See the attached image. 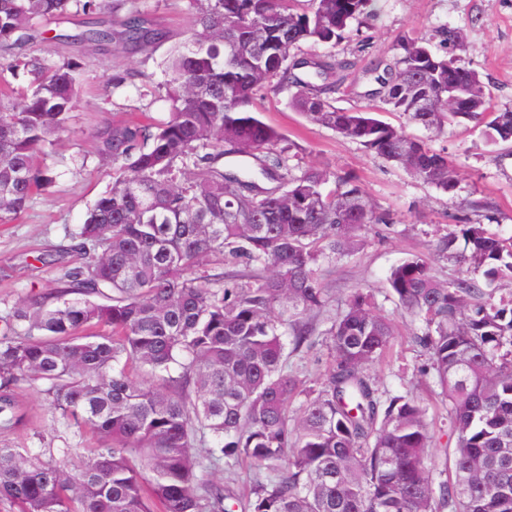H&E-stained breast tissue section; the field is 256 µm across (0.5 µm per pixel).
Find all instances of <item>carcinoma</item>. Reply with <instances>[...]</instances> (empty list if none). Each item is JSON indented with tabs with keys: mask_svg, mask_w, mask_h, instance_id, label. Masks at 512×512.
<instances>
[{
	"mask_svg": "<svg viewBox=\"0 0 512 512\" xmlns=\"http://www.w3.org/2000/svg\"><path fill=\"white\" fill-rule=\"evenodd\" d=\"M123 0H0V74L28 77L19 102L0 94V224L17 220L53 181L38 167L65 131L84 62L27 52L35 29L69 12L89 18L52 40L146 49L169 39L129 11L121 29L96 20ZM192 34L171 48L160 124L128 121L98 147L112 184L72 234L82 261L60 285L26 299L0 327V432L30 423L17 396L46 384L52 409L99 440L71 467L0 447V503L18 512H512V236L485 219L441 237L460 267L444 284L413 254L390 272L400 309L424 322L416 342L448 401L453 479L436 481L433 436L415 400L385 397L369 366L389 353L393 321L354 291L325 330L333 365L305 387L288 357L315 344L329 304L324 262L351 255L375 224L357 180L289 164L295 145L260 118L277 82L289 106L444 193L448 157L373 110H338L354 62L303 57L335 47L376 16L374 0H193ZM375 89L387 111L439 132L475 122L494 146L512 142V109L490 83L431 38L403 36ZM238 161L224 164V158ZM482 273V279L470 276ZM304 401L298 417L291 404ZM211 437L214 446L196 445ZM247 463L249 492L219 462Z\"/></svg>",
	"mask_w": 512,
	"mask_h": 512,
	"instance_id": "obj_1",
	"label": "carcinoma"
}]
</instances>
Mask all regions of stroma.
<instances>
[{
	"mask_svg": "<svg viewBox=\"0 0 512 512\" xmlns=\"http://www.w3.org/2000/svg\"><path fill=\"white\" fill-rule=\"evenodd\" d=\"M125 6L144 14L174 39L185 40L190 35L192 0H126ZM378 8L373 21L335 48L337 57L357 64L348 88L336 96V108L370 107L361 69L370 61L388 59L398 37L414 32L431 35L445 27L461 30L463 41L457 55L494 84L498 106L512 108V0H378ZM29 49L51 63L79 57L85 67L68 130L58 135L45 159L54 176L52 186L36 195L19 219L0 224V318L29 296L55 287L63 265L75 262L72 232L112 183L111 164L96 153L100 134L132 117L159 122L169 116L162 91L168 44L143 51L120 47L103 51L38 40ZM115 74L123 75V83L112 84ZM288 98L285 89L264 93L260 106L263 120L296 145L295 165L325 167L357 177L377 210L389 218L388 223L373 226L359 251L326 265L323 286L330 304L319 316L317 327L326 329L353 291L372 294L376 310L393 320L397 336L391 360L374 364L371 371L386 394L408 396L426 407L436 440V461L444 463L443 450L454 446L455 439L446 406L428 372V355L414 340L422 323L399 312L387 279L391 269L413 253L427 257L441 281L455 279L457 266L438 258L435 246L440 236L470 217V201L490 203L495 229L512 235V146L487 144L480 129L470 124L450 125L438 134L407 125L409 134L426 138L455 168L456 188L444 193L367 153L359 143L307 122L289 108ZM331 364L330 344L323 334L308 353L288 360L290 370L308 386L323 381ZM19 399L31 423L13 433H0V446L26 448L34 454L45 448L95 446V438L79 436L56 418L42 382L22 386Z\"/></svg>",
	"mask_w": 512,
	"mask_h": 512,
	"instance_id": "obj_1",
	"label": "stroma"
}]
</instances>
